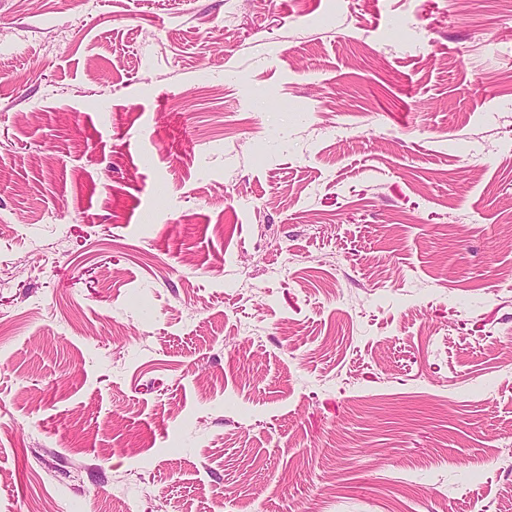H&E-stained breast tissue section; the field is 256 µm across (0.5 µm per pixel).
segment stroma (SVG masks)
<instances>
[{
    "label": "stroma",
    "instance_id": "35a3bbf8",
    "mask_svg": "<svg viewBox=\"0 0 512 512\" xmlns=\"http://www.w3.org/2000/svg\"><path fill=\"white\" fill-rule=\"evenodd\" d=\"M512 512V0H0V512Z\"/></svg>",
    "mask_w": 512,
    "mask_h": 512
}]
</instances>
